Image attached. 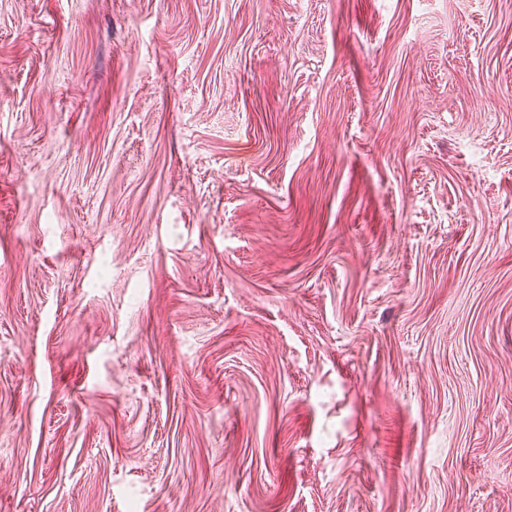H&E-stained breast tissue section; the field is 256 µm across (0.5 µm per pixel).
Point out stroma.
<instances>
[{"instance_id": "35a3bbf8", "label": "stroma", "mask_w": 512, "mask_h": 512, "mask_svg": "<svg viewBox=\"0 0 512 512\" xmlns=\"http://www.w3.org/2000/svg\"><path fill=\"white\" fill-rule=\"evenodd\" d=\"M0 512H512V0H0Z\"/></svg>"}]
</instances>
